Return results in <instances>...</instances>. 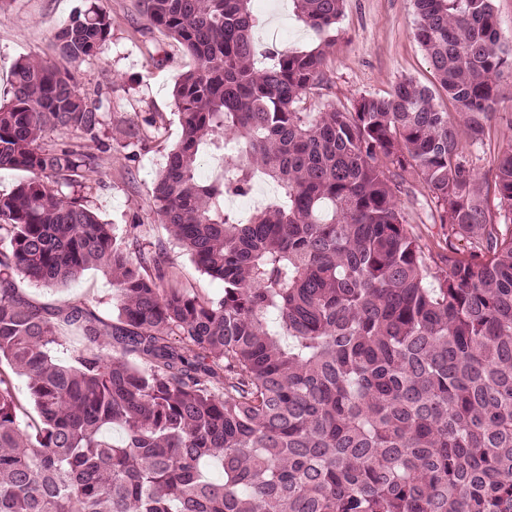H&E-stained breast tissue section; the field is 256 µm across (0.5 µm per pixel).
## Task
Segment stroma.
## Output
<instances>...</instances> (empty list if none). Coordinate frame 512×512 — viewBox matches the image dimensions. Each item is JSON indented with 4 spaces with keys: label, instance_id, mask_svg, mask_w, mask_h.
I'll use <instances>...</instances> for the list:
<instances>
[{
    "label": "stroma",
    "instance_id": "obj_1",
    "mask_svg": "<svg viewBox=\"0 0 512 512\" xmlns=\"http://www.w3.org/2000/svg\"><path fill=\"white\" fill-rule=\"evenodd\" d=\"M101 5L112 23L111 39L103 54L73 63L70 70L81 89L100 94L111 135L119 138L128 129H138L143 147L133 160L122 150L102 153L99 182L88 205L102 221L114 225L118 235L141 223L148 243L164 245L166 287L218 298L223 283L198 271L172 241L153 200L166 155L181 138L173 88L193 61L176 40L149 29L138 0H101ZM85 6L86 0H0V101L10 97L13 64L21 58L53 57L55 33ZM252 8L258 18L253 38L259 49L310 50L326 41L331 44L325 78L304 97L303 111L347 107L363 95H386L403 77L422 85L432 81L428 58L412 34V0H344L336 26L324 33L298 17L293 0H253ZM151 116L157 120L152 127L146 123ZM511 140L512 79H507L499 87L496 117L473 153L485 187H493L495 158ZM397 198L414 232L428 249H436L441 229L431 217L435 205L427 187L410 181ZM14 283L21 299L36 306L85 304L107 322L115 314L112 280L95 266L65 285L44 286L20 276Z\"/></svg>",
    "mask_w": 512,
    "mask_h": 512
}]
</instances>
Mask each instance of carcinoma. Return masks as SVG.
<instances>
[{"label": "carcinoma", "mask_w": 512, "mask_h": 512, "mask_svg": "<svg viewBox=\"0 0 512 512\" xmlns=\"http://www.w3.org/2000/svg\"><path fill=\"white\" fill-rule=\"evenodd\" d=\"M139 2L194 61L174 87L182 136L157 214L224 294L163 287L141 225L120 239L83 204L100 174L86 141L105 145L106 128L68 65L110 40L92 4L55 35V59L14 63L0 103V169L30 174L0 195V512H512V142L495 165L504 223L470 164L512 78L492 0H414L454 112L406 77L301 112L330 44L257 68L251 0ZM295 2L317 32L342 12ZM211 150L224 166L200 180ZM258 174L277 196L246 219L225 209ZM409 177L435 202L434 263L397 202ZM90 266L112 277L110 326L85 305H31L12 282ZM60 323L85 339L68 364L52 356ZM15 375L36 414L24 426Z\"/></svg>", "instance_id": "carcinoma-1"}]
</instances>
